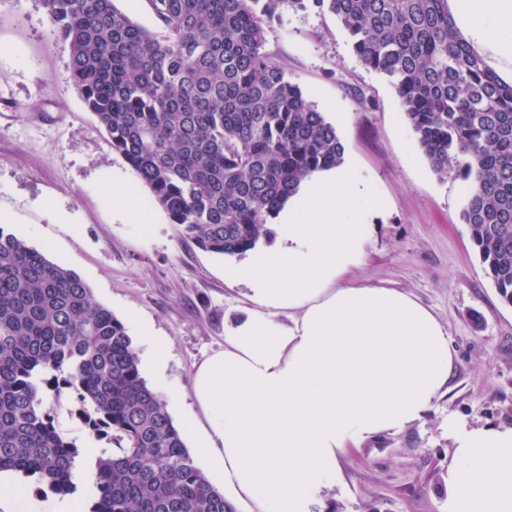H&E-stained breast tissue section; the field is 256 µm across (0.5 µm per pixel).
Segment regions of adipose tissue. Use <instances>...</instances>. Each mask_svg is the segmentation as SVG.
I'll return each mask as SVG.
<instances>
[{
	"label": "adipose tissue",
	"instance_id": "adipose-tissue-1",
	"mask_svg": "<svg viewBox=\"0 0 512 512\" xmlns=\"http://www.w3.org/2000/svg\"><path fill=\"white\" fill-rule=\"evenodd\" d=\"M470 36L512 54V0H454ZM350 167L315 174L277 215L278 242L224 269L255 308L194 370L198 445L257 512H323L340 454L421 420L454 351L408 295L342 284L382 209ZM287 321H280V314ZM448 512H512V427L449 424Z\"/></svg>",
	"mask_w": 512,
	"mask_h": 512
}]
</instances>
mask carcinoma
Here are the masks:
<instances>
[{"instance_id": "cac0c4a2", "label": "carcinoma", "mask_w": 512, "mask_h": 512, "mask_svg": "<svg viewBox=\"0 0 512 512\" xmlns=\"http://www.w3.org/2000/svg\"><path fill=\"white\" fill-rule=\"evenodd\" d=\"M147 29L114 0H43L70 76L170 222L201 249L243 254L344 145L264 51L284 13L333 14L361 62L395 88L432 169L456 163L463 223L512 305V81L459 33L448 0H147ZM73 397L89 434L90 512H233L198 467L125 325L71 270L0 228V472L76 491L78 446L43 396Z\"/></svg>"}]
</instances>
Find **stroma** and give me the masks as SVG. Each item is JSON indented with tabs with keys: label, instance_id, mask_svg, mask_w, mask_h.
<instances>
[{
	"label": "stroma",
	"instance_id": "stroma-1",
	"mask_svg": "<svg viewBox=\"0 0 512 512\" xmlns=\"http://www.w3.org/2000/svg\"><path fill=\"white\" fill-rule=\"evenodd\" d=\"M265 49L335 126L344 161L377 196L372 234L343 284L391 288L429 309L456 364L447 391L423 421L341 454L327 512H447L449 421L466 428L512 426V306L499 298L461 219L468 185L436 174L402 112L395 88L366 69L347 32L328 13L283 14ZM133 190L152 223H135L113 197ZM0 229L76 272L97 302L123 322L139 358L151 341L167 353L163 375L142 367L204 473L196 446L203 416L190 376L224 347V327L252 306L245 286L224 278L232 259L200 250L155 207L149 189L113 153L69 71V48L42 0H0ZM44 404L82 452L91 441L74 401Z\"/></svg>",
	"mask_w": 512,
	"mask_h": 512
}]
</instances>
